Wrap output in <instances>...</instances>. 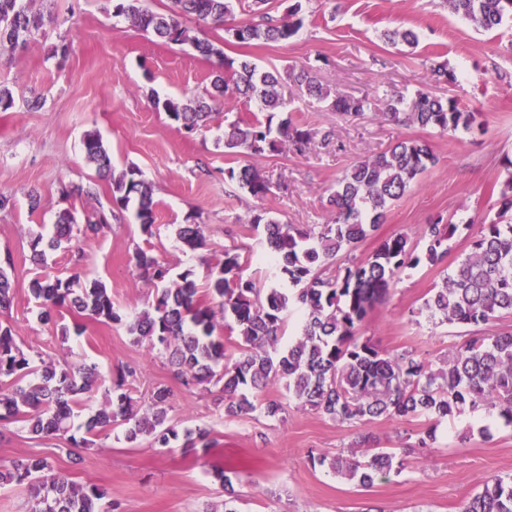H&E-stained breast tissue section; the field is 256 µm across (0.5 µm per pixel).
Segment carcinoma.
Returning <instances> with one entry per match:
<instances>
[{"label": "carcinoma", "instance_id": "obj_1", "mask_svg": "<svg viewBox=\"0 0 512 512\" xmlns=\"http://www.w3.org/2000/svg\"><path fill=\"white\" fill-rule=\"evenodd\" d=\"M268 0H251L252 19L226 32L239 43H286L301 24V0L288 14L273 17L264 11ZM451 11L475 26L491 31L512 19V0H445ZM233 0H170L164 13L142 5V0H115L114 13L124 16L140 31L165 43L188 44L200 55L221 61L212 80L210 101L198 98L167 99L162 107L172 122L189 133L208 126L212 114L240 97L255 98L267 113L241 118L224 129V152L236 156H261L278 151L286 139L294 150L308 148L313 134L283 112L284 78L277 70H265L246 58L232 59L224 48L193 34L186 21L222 28L233 16ZM41 12L31 11L25 0H0V49L16 51L46 33ZM293 80L310 96L328 98L309 70L291 72ZM333 97V96H331ZM366 97L336 95L334 110L357 115L369 108ZM384 119L431 128L441 133L470 130L476 115L452 96L418 91L384 102ZM86 161L97 175L107 179L118 207L135 208L142 232L155 234L153 186L139 168L116 171L112 156L96 131L82 138ZM436 163V155L424 140L400 141L389 149L360 159L347 167L329 198L331 219L325 224L283 223L262 209L252 212L250 223L263 228L269 257L276 267L274 281L259 288L244 277V262L237 250H224V258L210 267L206 288L200 290L193 272L172 273L171 266L152 249L137 248L129 263L140 270L156 290L147 308L124 315L112 302V294L99 279H83L79 273L66 278L38 273L29 281V292L38 301L39 320L56 324L58 315L72 310L103 324L125 323L136 344L148 343L164 356L185 386L203 383L220 387L224 416L234 418L259 411L268 418L285 412L278 399L255 403L256 393L274 381L285 382L288 394L305 408L339 424L366 426L379 419L404 421L423 417L426 428L413 447L425 454L436 441L442 421L466 412L497 413L512 428V331L486 334L492 323L512 315V158H505L507 177L502 183L501 206L495 219L481 225L470 251L432 288L424 302L429 317L441 324L468 329L465 343L448 351L438 369L413 350L389 354L369 338L359 335L370 311L384 302L400 276L421 265L441 266L448 257V242L456 224H422L418 242L402 233L383 239L369 256L351 253L385 222L388 209L399 201ZM226 179L261 199L270 187L253 166L225 170ZM76 218L69 209L56 216L53 233L44 238L30 234L32 262L41 266L46 250L66 247L73 238ZM109 227L108 215L98 212L83 227V235L95 237ZM178 240L191 250L205 246L199 224H181ZM14 301L11 280L0 267V314ZM301 308L299 334L286 347L285 316ZM239 338V356L229 360L224 339L215 335L222 321ZM135 368L127 365L117 375L104 401L81 423H76L90 398L99 373L86 361L41 362L32 360L17 342L13 329L0 322V428L22 422L34 439L53 437L70 448L91 444L88 436L123 428L129 443L149 439L166 448L183 438L188 451L213 447L211 431L198 426L184 433L168 424L171 390L156 388L144 407L125 389ZM318 463L356 483L370 487L378 479L401 473L406 458L386 448L358 458L321 456ZM23 486L33 502L31 512H114L103 505L107 493L94 484H77L52 472L44 458L0 461V487ZM461 512H512V474H495L484 480Z\"/></svg>", "mask_w": 512, "mask_h": 512}]
</instances>
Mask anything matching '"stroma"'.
I'll list each match as a JSON object with an SVG mask.
<instances>
[{
    "label": "stroma",
    "mask_w": 512,
    "mask_h": 512,
    "mask_svg": "<svg viewBox=\"0 0 512 512\" xmlns=\"http://www.w3.org/2000/svg\"><path fill=\"white\" fill-rule=\"evenodd\" d=\"M28 5L53 22L26 49L0 50V87L14 98L13 108L0 112V195L9 199L0 208V257L12 258L8 275L15 287L12 308L0 318L10 323L34 361L66 357L98 365V387L88 409L102 403L118 368L134 365L138 374L126 387L138 404H147L156 386L170 388L171 424L180 431L208 427L215 445L195 458L177 442L169 448L146 440L129 444L116 427L90 447L69 448L53 439L31 438L23 424L15 423L0 433V460L45 458L55 473L104 488L115 512H222L224 489L214 477L218 469L240 495L239 512H460L487 477L512 473V429L481 412L444 421L430 455L410 454L400 475L369 488L356 486L313 464L312 456L399 451L408 435L424 428V419L339 425L288 398L278 381L267 393L283 398L282 418L256 412L228 418L217 387L182 385L174 369L146 345L133 343L124 326L90 320L83 336L62 338L40 323L27 292L37 272L29 233L40 225L51 228L64 208L75 210L81 221L112 212L111 227L90 239L76 235L81 262L56 251L48 257L46 273L101 279L122 312L146 308L154 299L151 284L128 262L139 246H151L175 271L193 270L200 284L226 248L239 247L248 257L244 277L266 286L275 266L266 259L261 231L248 222L254 208L291 224L326 223L328 198L346 167L400 141L426 139L436 164L390 208L385 224L355 254L366 257L385 237L415 236L420 225L439 218L458 224L443 267L422 265L402 275L361 329L382 351L410 349L437 360L462 344L467 331L434 323L420 310L444 269L455 267L481 224L495 215L506 176L503 160L512 158V27L478 29L442 0H303V25L283 44L241 46L227 41L224 30L204 29L206 38L223 41L228 57L244 56L282 72L305 68L324 87L372 102L361 114L345 115L286 83L289 113L315 137L304 153L284 141L277 152L255 158L271 187L258 200L224 181L225 170L242 163L241 157L225 154L224 127L257 111L255 100L232 101L214 114L207 129L193 134L152 103L156 97L206 96L218 69L215 60L139 31L114 15L112 0H29ZM392 29L413 30L417 44L385 41L384 31ZM63 41L69 45L65 59L55 53ZM440 63L454 70L452 87L435 84L432 68ZM419 90L450 93L477 113L483 132L442 135L382 117L386 99ZM34 99L40 107H31ZM93 129L111 151L115 168L135 165L152 184L154 237H144L132 211L114 209L108 183L97 182L94 167L85 161L81 139ZM92 181L98 184L97 195H78V188ZM33 193L39 198L35 208L29 200ZM181 224L202 225L205 247L185 250L176 236ZM484 427L489 436L481 435Z\"/></svg>",
    "instance_id": "35a3bbf8"
}]
</instances>
